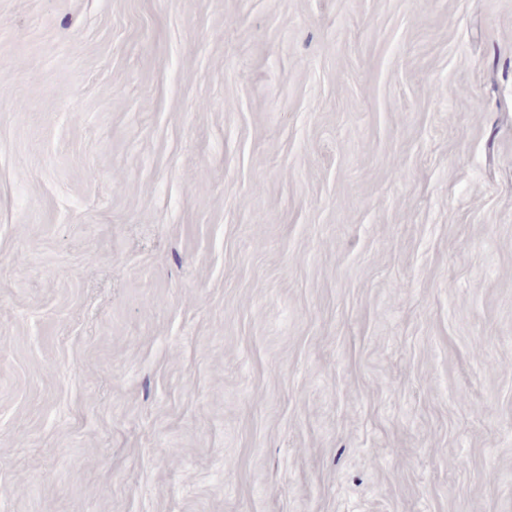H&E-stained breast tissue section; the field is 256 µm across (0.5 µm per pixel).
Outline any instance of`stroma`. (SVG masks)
<instances>
[{"label":"stroma","mask_w":512,"mask_h":512,"mask_svg":"<svg viewBox=\"0 0 512 512\" xmlns=\"http://www.w3.org/2000/svg\"><path fill=\"white\" fill-rule=\"evenodd\" d=\"M0 512H512V0H0Z\"/></svg>","instance_id":"35a3bbf8"}]
</instances>
